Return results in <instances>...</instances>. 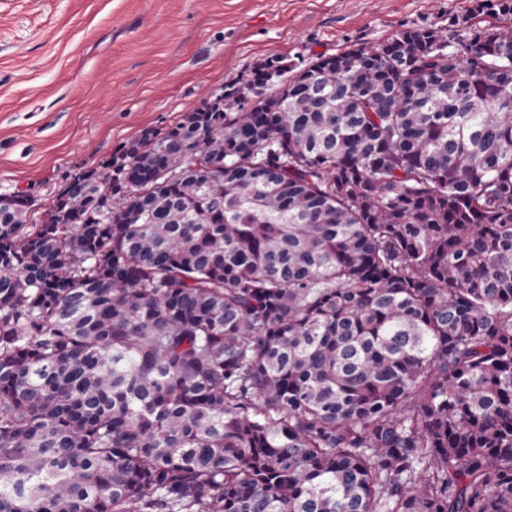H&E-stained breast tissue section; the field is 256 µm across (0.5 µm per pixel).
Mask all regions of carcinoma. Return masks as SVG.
Instances as JSON below:
<instances>
[{"mask_svg":"<svg viewBox=\"0 0 512 512\" xmlns=\"http://www.w3.org/2000/svg\"><path fill=\"white\" fill-rule=\"evenodd\" d=\"M0 207V512H512V33L409 26Z\"/></svg>","mask_w":512,"mask_h":512,"instance_id":"cac0c4a2","label":"carcinoma"}]
</instances>
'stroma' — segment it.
Wrapping results in <instances>:
<instances>
[{
	"instance_id": "35a3bbf8",
	"label": "stroma",
	"mask_w": 512,
	"mask_h": 512,
	"mask_svg": "<svg viewBox=\"0 0 512 512\" xmlns=\"http://www.w3.org/2000/svg\"><path fill=\"white\" fill-rule=\"evenodd\" d=\"M497 22L481 0H0V194L34 212L68 176L281 59L371 47L411 25Z\"/></svg>"
}]
</instances>
